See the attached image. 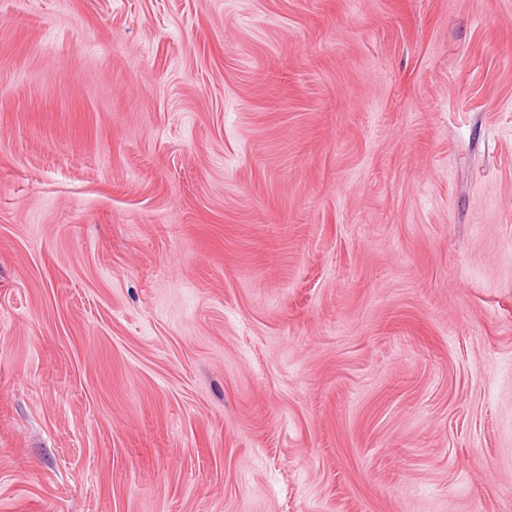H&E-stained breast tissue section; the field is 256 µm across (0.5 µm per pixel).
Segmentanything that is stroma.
Wrapping results in <instances>:
<instances>
[{"instance_id":"stroma-1","label":"stroma","mask_w":512,"mask_h":512,"mask_svg":"<svg viewBox=\"0 0 512 512\" xmlns=\"http://www.w3.org/2000/svg\"><path fill=\"white\" fill-rule=\"evenodd\" d=\"M0 512H512V0H0Z\"/></svg>"}]
</instances>
